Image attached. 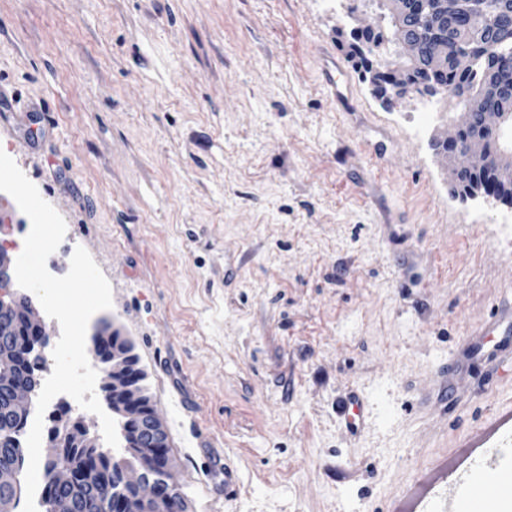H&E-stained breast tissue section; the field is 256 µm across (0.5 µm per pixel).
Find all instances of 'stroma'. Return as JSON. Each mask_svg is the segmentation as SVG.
I'll use <instances>...</instances> for the list:
<instances>
[{"instance_id":"obj_1","label":"stroma","mask_w":512,"mask_h":512,"mask_svg":"<svg viewBox=\"0 0 512 512\" xmlns=\"http://www.w3.org/2000/svg\"><path fill=\"white\" fill-rule=\"evenodd\" d=\"M340 0H0V149L113 293L191 512H428L512 415L507 203L463 99L385 104ZM341 58L350 107L329 91ZM499 79L504 84V90L498 97L487 98L483 103L505 111L511 109V112H502L496 108L478 112L480 103L473 101L453 121V133L448 138L434 143L438 154L448 162L451 190L472 192L465 197L474 196L481 191L480 186L470 185L466 181V176L482 167H485L497 182H505L503 172H506L510 180L512 179L511 164L505 170V164L492 150L493 140L497 139L501 126L512 121V95L508 90L512 83L509 81V73L501 72ZM473 127H477L478 131L472 129ZM471 129L474 134H469Z\"/></svg>"}]
</instances>
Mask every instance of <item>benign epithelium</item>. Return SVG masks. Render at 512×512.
I'll return each mask as SVG.
<instances>
[{"mask_svg":"<svg viewBox=\"0 0 512 512\" xmlns=\"http://www.w3.org/2000/svg\"><path fill=\"white\" fill-rule=\"evenodd\" d=\"M407 0H386L391 13L399 18L401 55L417 65L418 72L409 70L403 63L395 62L382 72L374 67L367 69L369 81L387 103L404 98L434 97L448 91L441 82L447 65L440 48L432 47L426 53L417 41L419 30H435L448 22V15L455 13L460 0H437L439 7L414 13L404 6ZM480 103L473 101L453 121V133L434 143L438 154L448 162L451 189L463 193H477L479 186L469 184L466 176L485 168L496 181L512 179V167L505 166L492 150L501 126L512 121L511 112L496 108L479 110ZM478 132L472 134V128ZM11 258L0 249V362L11 359L28 360L36 348L50 342V332L37 315L28 295L12 290ZM97 360L102 364L100 389L105 400L118 417L124 450H135L141 457L139 465L121 473V485L130 490L120 499L114 512H183L187 502L172 478L173 461L168 438L151 398L142 381L144 372L138 367L128 340L107 326L93 337ZM40 387V376L24 373L3 366L0 368V400L7 403L5 415L0 416V429L15 431L23 422L25 411L31 405ZM52 448L48 459L63 454L68 448L75 455H88L98 449L96 438L90 434L84 419L66 420L64 434L58 436L56 428L48 434ZM76 481L74 468L64 466L56 470L53 483L58 495L47 502V512H87L78 509L65 494Z\"/></svg>","mask_w":512,"mask_h":512,"instance_id":"benign-epithelium-1","label":"benign epithelium"}]
</instances>
